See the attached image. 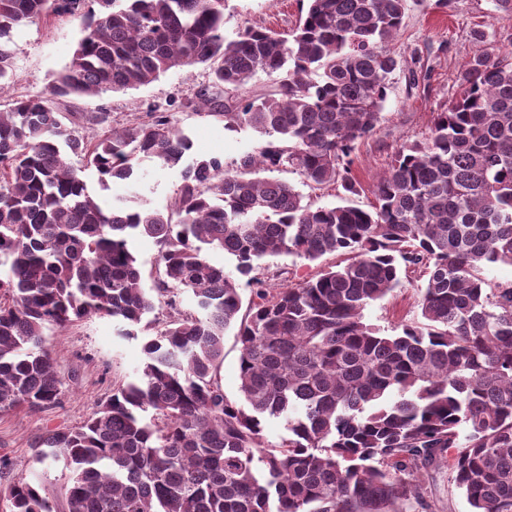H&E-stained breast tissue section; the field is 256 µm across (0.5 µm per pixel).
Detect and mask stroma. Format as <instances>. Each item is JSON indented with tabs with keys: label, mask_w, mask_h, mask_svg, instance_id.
Returning a JSON list of instances; mask_svg holds the SVG:
<instances>
[{
	"label": "stroma",
	"mask_w": 512,
	"mask_h": 512,
	"mask_svg": "<svg viewBox=\"0 0 512 512\" xmlns=\"http://www.w3.org/2000/svg\"><path fill=\"white\" fill-rule=\"evenodd\" d=\"M302 7L301 0H226L224 31L231 36L261 26L284 33L294 28ZM477 30L486 33L488 46L504 54L512 51V15L496 12L492 0H407L402 27L389 44L401 65L387 90L382 119L375 133L358 142L352 154L357 192L346 197L331 187L313 191L309 194L313 205L344 201L366 209L374 203L377 179L390 166L395 150L402 143L427 137L436 112L446 109L454 97L462 66L478 48L473 38ZM80 37L78 23L65 17L18 28L13 53L17 81L0 94V100L48 95L54 75L69 62ZM208 83L204 68L189 72L173 69L138 89L96 97L72 96L63 105L83 117L87 133L95 132L90 117L100 112L107 114L109 125L115 128L144 118L152 110L169 113L192 141L185 163L217 157L231 168L265 137L248 127L225 130L223 121L191 108L190 100ZM84 177L90 189L99 190L93 171H85ZM180 182L179 168L146 160L139 166L136 184L117 180L99 192L107 200L135 194L150 207L163 210L173 203ZM340 261L337 255L317 262L272 257L262 261L258 274L266 278L285 271L298 281ZM417 300L416 283L406 282L392 295L368 306L365 317L388 330L418 317ZM158 328L149 315L131 336L120 335L112 319L96 316L62 331L46 330V345L64 382L61 400L47 410L0 413V459L9 461L8 467L0 468V488L18 482L41 484L56 512H65L69 472L59 463L38 462L32 448L35 438L52 429L80 426L111 394L114 383L135 378L145 360L143 345Z\"/></svg>",
	"instance_id": "1"
}]
</instances>
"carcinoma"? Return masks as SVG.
Wrapping results in <instances>:
<instances>
[{
	"label": "carcinoma",
	"mask_w": 512,
	"mask_h": 512,
	"mask_svg": "<svg viewBox=\"0 0 512 512\" xmlns=\"http://www.w3.org/2000/svg\"><path fill=\"white\" fill-rule=\"evenodd\" d=\"M225 0H0V93L15 81L13 31L49 16L81 38L48 98L0 108V412L56 405L63 381L44 329L89 316L131 327L190 292L144 345L138 377L112 388L80 426L34 442L70 471L67 512H409L432 508L424 474L448 465L471 512H512V59L480 48L430 135L404 143L370 208L312 207V190L357 193L351 155L381 119L399 67L387 44L407 0H309L289 34H224ZM208 70L199 106L270 136L236 168L181 170L165 211L103 204L141 162L175 167L190 138L166 112L92 137L56 100L147 86L173 68ZM263 72L273 90L245 95ZM159 245L147 288L132 241ZM219 249L234 270L212 264ZM344 265L278 287L253 275L288 255ZM415 269L420 319L386 331L364 310ZM253 287L241 312L239 281ZM241 344L242 402L224 394V333ZM269 418L288 436L263 440ZM9 512H53L40 488L13 484Z\"/></svg>",
	"instance_id": "1"
}]
</instances>
